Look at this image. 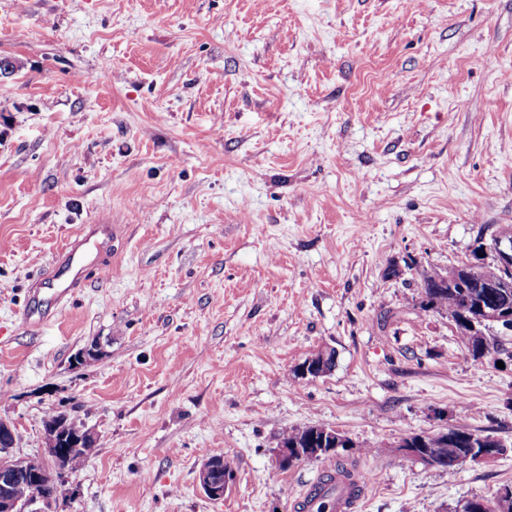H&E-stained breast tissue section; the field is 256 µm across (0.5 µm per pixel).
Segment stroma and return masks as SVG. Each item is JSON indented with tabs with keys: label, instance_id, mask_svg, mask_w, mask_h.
Instances as JSON below:
<instances>
[{
	"label": "stroma",
	"instance_id": "1",
	"mask_svg": "<svg viewBox=\"0 0 512 512\" xmlns=\"http://www.w3.org/2000/svg\"><path fill=\"white\" fill-rule=\"evenodd\" d=\"M1 59L0 418L22 455L54 411L99 433L65 512H298L323 465L276 450L311 425L351 441L355 512L512 484V335L477 360L419 307L512 227V0H0ZM100 218L84 288L24 322ZM460 421L508 452L397 450ZM441 433L442 434H440L439 436L434 437V439L437 440L438 437L443 436L444 442L441 444V441H439L437 444H439L438 447L441 448V454L445 457L446 460H448L446 466L451 467L452 462L459 456H461L463 452H466L464 451V448H462L461 446L445 442L448 441L449 430L447 431L446 429ZM412 446V440L410 438L404 437L397 446V448H399L398 451L404 456L412 458L416 461H420L428 466H443L445 459L444 457L439 456L438 448H428L426 454H419L418 451L413 449ZM432 451H434V453H432ZM224 467V455H210L203 460L200 466L199 484L209 499L221 500L224 498V491L229 484L227 475L232 477L231 470L225 476Z\"/></svg>",
	"mask_w": 512,
	"mask_h": 512
}]
</instances>
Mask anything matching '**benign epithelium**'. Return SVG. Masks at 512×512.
<instances>
[{"label":"benign epithelium","mask_w":512,"mask_h":512,"mask_svg":"<svg viewBox=\"0 0 512 512\" xmlns=\"http://www.w3.org/2000/svg\"><path fill=\"white\" fill-rule=\"evenodd\" d=\"M492 264L499 271V279L485 285L487 303L481 304L482 319L498 324L512 332V308L509 307V294L512 293V229L493 240ZM16 425L0 418V512H54L58 502L71 499L72 492L66 489L71 474L61 466L65 453L79 452L88 458L92 455L99 435L92 429L75 422L71 423L70 433L55 441L44 436V450L40 457L44 467L33 471L29 468V457L17 453L18 443L15 436ZM312 448H303L299 442L280 441L277 463L281 467L295 465L305 459H314L325 454L350 448L352 444L335 429L324 426L314 427ZM399 452L406 457L420 461L428 466L441 467L444 458L439 452L418 453L413 449L412 440L405 437L398 445ZM508 452L507 446L498 440L480 435L468 437V452L464 460L474 462L488 461ZM224 456L206 457L199 469V484L205 495L212 500L224 498L229 484L224 476ZM33 483L34 491L21 499L14 493L15 486L22 482Z\"/></svg>","instance_id":"benign-epithelium-1"}]
</instances>
